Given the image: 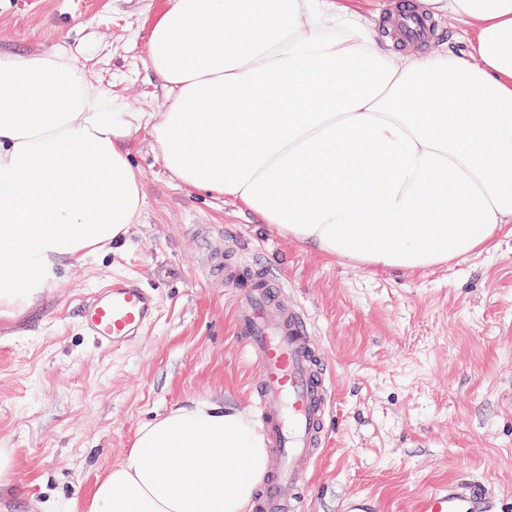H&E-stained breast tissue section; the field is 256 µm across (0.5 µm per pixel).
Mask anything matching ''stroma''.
<instances>
[{"instance_id": "35a3bbf8", "label": "stroma", "mask_w": 512, "mask_h": 512, "mask_svg": "<svg viewBox=\"0 0 512 512\" xmlns=\"http://www.w3.org/2000/svg\"><path fill=\"white\" fill-rule=\"evenodd\" d=\"M167 0H0V51L70 47L126 112L164 103L146 64ZM144 208L120 245L60 270L0 317V448L14 460L0 512H52L83 499L137 430L193 399L251 411L257 374L233 334L216 265L225 244L261 256L307 313L334 372L328 444L304 512L355 493L415 512L431 485L474 475L512 512V234L460 263L414 273L327 259L240 203L166 171L148 130L131 143ZM157 290L155 319L128 346L84 336L79 302L106 281Z\"/></svg>"}]
</instances>
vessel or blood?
I'll list each match as a JSON object with an SVG mask.
<instances>
[{
  "mask_svg": "<svg viewBox=\"0 0 512 512\" xmlns=\"http://www.w3.org/2000/svg\"><path fill=\"white\" fill-rule=\"evenodd\" d=\"M396 22L403 41L423 40L422 14L402 0ZM234 330L258 369L252 383L256 419L266 439L267 470L252 512H303L311 474L327 438L333 381L326 355L304 310L286 302L285 286L269 266L223 269ZM156 309L154 288L119 278L86 296L79 315L95 343L117 350L137 339ZM417 512H496L476 481L451 480L429 488Z\"/></svg>",
  "mask_w": 512,
  "mask_h": 512,
  "instance_id": "obj_1",
  "label": "vessel or blood"
}]
</instances>
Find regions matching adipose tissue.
Returning <instances> with one entry per match:
<instances>
[{"label": "adipose tissue", "mask_w": 512, "mask_h": 512, "mask_svg": "<svg viewBox=\"0 0 512 512\" xmlns=\"http://www.w3.org/2000/svg\"><path fill=\"white\" fill-rule=\"evenodd\" d=\"M418 5L463 31L400 49L341 0H169L146 44L156 112L117 110L65 46L0 52V316L125 238L143 128L181 183L326 257L426 270L511 229L512 0ZM266 465L244 411L195 399L60 512H245Z\"/></svg>", "instance_id": "obj_1"}]
</instances>
